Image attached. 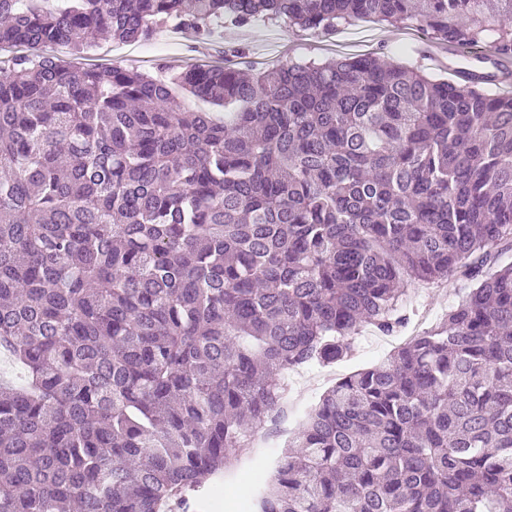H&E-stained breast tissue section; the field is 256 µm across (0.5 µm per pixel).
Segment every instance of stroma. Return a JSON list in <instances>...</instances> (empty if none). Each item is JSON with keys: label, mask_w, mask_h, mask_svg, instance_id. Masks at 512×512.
Instances as JSON below:
<instances>
[{"label": "stroma", "mask_w": 512, "mask_h": 512, "mask_svg": "<svg viewBox=\"0 0 512 512\" xmlns=\"http://www.w3.org/2000/svg\"><path fill=\"white\" fill-rule=\"evenodd\" d=\"M229 46L244 47L249 61L259 68L309 61L319 63L341 56L374 52L381 60L394 65L418 66L425 73L436 77L443 74L441 68L428 60L427 54L433 46L415 21L390 26L357 20L341 27L336 34L324 36L292 27L284 20L259 19L241 28L231 25L216 28L211 41L206 43L198 41L189 32L163 28L148 42L117 43L102 40L80 53L74 52L72 47L56 45L50 53L78 64H114L153 75L157 72V63L163 59L178 64L221 62L222 52ZM470 288V282L463 278L412 288L409 309L417 315L418 320L409 325V333L430 328ZM401 342V337L382 336L367 327L356 339L357 349L351 360L290 374L288 381L291 387L292 423H299L304 409L317 401L336 380L385 360ZM258 439L259 447L251 454L248 462L242 463L240 471L220 481L224 499L228 503L223 512H232V503L253 493L254 487L246 476L247 471H270L276 456L287 443L288 436L270 431L259 434Z\"/></svg>", "instance_id": "1"}]
</instances>
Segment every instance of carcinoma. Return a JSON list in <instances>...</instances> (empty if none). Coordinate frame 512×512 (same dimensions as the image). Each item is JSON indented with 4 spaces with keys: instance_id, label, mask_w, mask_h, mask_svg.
Listing matches in <instances>:
<instances>
[{
    "instance_id": "carcinoma-1",
    "label": "carcinoma",
    "mask_w": 512,
    "mask_h": 512,
    "mask_svg": "<svg viewBox=\"0 0 512 512\" xmlns=\"http://www.w3.org/2000/svg\"><path fill=\"white\" fill-rule=\"evenodd\" d=\"M257 18L414 20L512 60V0H0V46L30 50L0 58V353L24 370L0 512H193L285 373L458 276L438 325L305 411L249 508L512 512V95L372 54L162 77L47 54Z\"/></svg>"
}]
</instances>
